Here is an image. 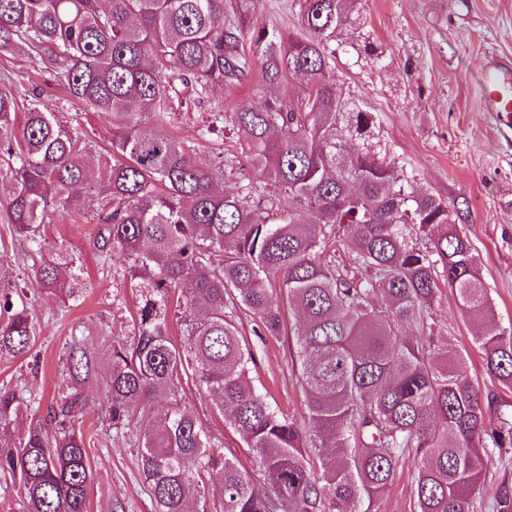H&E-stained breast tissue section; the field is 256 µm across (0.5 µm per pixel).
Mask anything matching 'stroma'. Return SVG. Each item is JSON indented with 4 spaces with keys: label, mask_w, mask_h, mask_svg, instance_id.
Here are the masks:
<instances>
[{
    "label": "stroma",
    "mask_w": 512,
    "mask_h": 512,
    "mask_svg": "<svg viewBox=\"0 0 512 512\" xmlns=\"http://www.w3.org/2000/svg\"><path fill=\"white\" fill-rule=\"evenodd\" d=\"M336 87L349 106L372 113L373 143L395 164L411 191L430 193L458 207L459 227L469 238L500 323L512 322V124L485 111L481 68L494 58L512 66V0H356L351 24L339 36ZM10 87L38 88L39 101L57 120L77 132L90 153L108 152L115 131L103 114L67 94L44 64L24 51L0 56V77ZM206 110L178 112L165 130L189 145L202 168L215 164V151L197 131ZM10 190L0 160V289L24 306L35 331L28 355L0 354V388L27 398L29 405L0 430V444L15 447L29 428L48 423L55 399L70 388L68 350L84 344L92 361L82 387L86 402L79 420L89 435L87 453L94 482L88 512H153L139 474L141 444L136 428L122 431L109 418L105 385L112 344L131 343L136 299L127 277V259L102 252L96 242L101 183L90 178L67 209H48L42 231L75 273L74 297L61 299L39 288L34 272L40 254L9 224L3 204ZM442 333L468 352L467 366L481 389L499 391L486 373L451 291L437 305ZM237 327L259 344L257 377L272 403L286 413L301 410L302 394L292 369L294 338L258 340V322L242 314ZM182 398L209 431L216 447L239 449L238 434L226 429L211 397L186 383ZM249 465L247 455L239 457ZM512 495V447L501 449L490 471L477 512H498L501 494Z\"/></svg>",
    "instance_id": "35a3bbf8"
}]
</instances>
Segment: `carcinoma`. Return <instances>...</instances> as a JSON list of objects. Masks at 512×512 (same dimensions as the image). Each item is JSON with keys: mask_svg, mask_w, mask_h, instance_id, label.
<instances>
[{"mask_svg": "<svg viewBox=\"0 0 512 512\" xmlns=\"http://www.w3.org/2000/svg\"><path fill=\"white\" fill-rule=\"evenodd\" d=\"M254 2L0 0V53L26 47L116 128L111 160L95 165L54 113L32 103L17 122L19 97L0 88V148L14 162L8 219L40 237L47 208L68 205L65 193L97 166L101 249L131 258L139 296L133 341L112 345L109 417L115 429L140 417L139 468L154 512H187L192 500L199 512H372L405 459L415 464V512H475L495 450L512 446V404L483 392L467 352L435 331L438 294L451 289L462 316L482 324L473 343L510 390L512 322L497 321L448 202L410 191L368 143L371 113L343 112L334 64L350 0H298L291 31L254 24ZM255 59L263 105L243 103L228 117L213 89L244 84ZM295 77L306 79L304 121L284 93ZM204 104L211 121L199 136L231 119L255 176L223 151L203 170L161 130L173 111ZM229 176L240 177L237 192L215 191ZM343 249L351 272L339 269ZM40 251L39 286L73 295L48 243ZM287 308L300 316L299 417L255 384V349L235 324L246 312L278 335ZM4 314L0 353H27L29 314L1 292ZM89 369L85 348L71 346L72 388L52 429L37 424L16 451L0 452L27 512H88L93 472L75 423ZM185 379L216 395L251 466L214 448L180 397ZM148 397L166 405L148 412ZM22 403L0 389V423Z\"/></svg>", "mask_w": 512, "mask_h": 512, "instance_id": "carcinoma-1", "label": "carcinoma"}]
</instances>
